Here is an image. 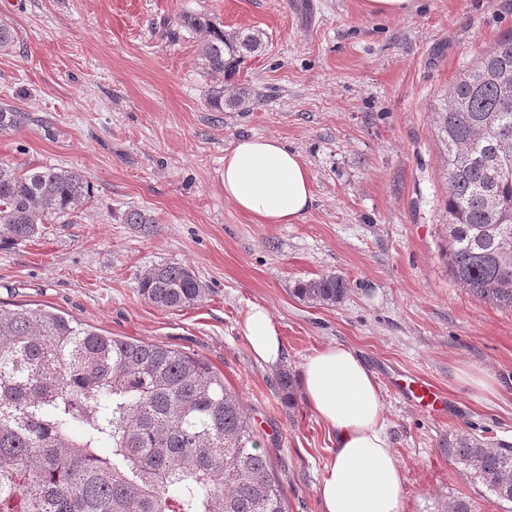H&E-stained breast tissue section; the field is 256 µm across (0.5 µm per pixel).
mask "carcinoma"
Masks as SVG:
<instances>
[{
    "label": "carcinoma",
    "mask_w": 512,
    "mask_h": 512,
    "mask_svg": "<svg viewBox=\"0 0 512 512\" xmlns=\"http://www.w3.org/2000/svg\"><path fill=\"white\" fill-rule=\"evenodd\" d=\"M200 36L211 75L232 79L263 50L251 29L230 35L202 14L179 16ZM512 36L465 70L433 112L445 153V258L476 299L512 311ZM207 104L248 106L241 89L207 90ZM29 114L0 103V133ZM85 176L0 161V249L38 234V225L80 209ZM149 303L190 306L205 288L181 263L158 264L138 280ZM349 284L336 274L302 281L304 302L334 306ZM281 395L296 398L286 368ZM441 452L473 482L512 502V446L459 432ZM0 512H288L271 455L254 440L241 397L196 354L103 335L43 308L0 310Z\"/></svg>",
    "instance_id": "obj_1"
}]
</instances>
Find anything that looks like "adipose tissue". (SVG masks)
<instances>
[{
    "mask_svg": "<svg viewBox=\"0 0 512 512\" xmlns=\"http://www.w3.org/2000/svg\"><path fill=\"white\" fill-rule=\"evenodd\" d=\"M224 198L258 224H295L313 203L312 176L279 139L249 136L224 155ZM239 328L256 359L283 356L269 308L252 304ZM306 403L334 436L336 451L318 487L322 512H403L404 470L389 441L374 373L355 352L333 345L310 356L301 373Z\"/></svg>",
    "mask_w": 512,
    "mask_h": 512,
    "instance_id": "ef3b65f1",
    "label": "adipose tissue"
}]
</instances>
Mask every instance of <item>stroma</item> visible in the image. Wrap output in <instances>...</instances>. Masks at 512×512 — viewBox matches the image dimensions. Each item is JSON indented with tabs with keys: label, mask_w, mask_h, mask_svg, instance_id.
<instances>
[{
	"label": "stroma",
	"mask_w": 512,
	"mask_h": 512,
	"mask_svg": "<svg viewBox=\"0 0 512 512\" xmlns=\"http://www.w3.org/2000/svg\"><path fill=\"white\" fill-rule=\"evenodd\" d=\"M184 13L263 53L227 83L207 74ZM16 45L0 54V103L30 116L0 134V160L80 170L92 193L68 220L0 249V310L45 308L97 332L199 355L242 397L270 451L288 512H322L334 437L304 398L287 404L276 372L238 329L266 304L299 375L325 347L352 348L375 373L404 468V512H512L441 453L455 431L512 445V312L466 293L440 256L446 195L432 109L459 73L512 34V0H413L398 17L363 0H0ZM244 88L249 110L210 109L205 93ZM274 136L301 157L314 203L295 224H256L224 199V153ZM150 215L127 224L130 209ZM190 267L205 293L165 309L137 292L152 266ZM344 277L341 304L293 294ZM414 376L448 398L435 416L399 389Z\"/></svg>",
	"instance_id": "35a3bbf8"
}]
</instances>
